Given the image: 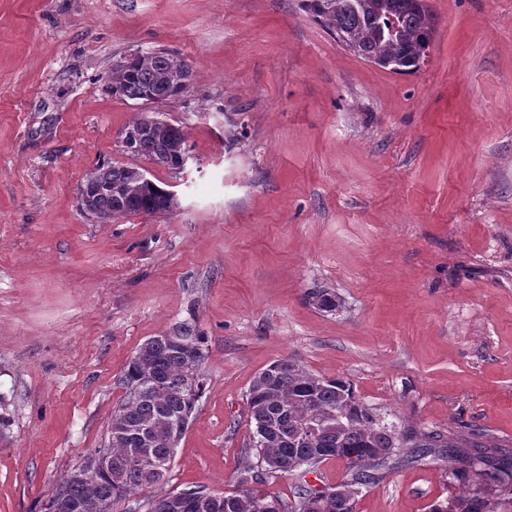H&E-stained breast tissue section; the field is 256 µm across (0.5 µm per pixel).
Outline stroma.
I'll return each mask as SVG.
<instances>
[{
    "mask_svg": "<svg viewBox=\"0 0 512 512\" xmlns=\"http://www.w3.org/2000/svg\"><path fill=\"white\" fill-rule=\"evenodd\" d=\"M428 4L427 61L395 74L299 0H0V512H41L103 443L137 349L186 321L205 393L164 483L114 512L236 490L257 463L248 390L284 356L381 423L512 448V0ZM138 50L182 57L187 93L112 97ZM145 116L182 126L183 169L125 149ZM112 162L178 208L87 219L78 188ZM451 492L428 457L355 512Z\"/></svg>",
    "mask_w": 512,
    "mask_h": 512,
    "instance_id": "stroma-1",
    "label": "stroma"
}]
</instances>
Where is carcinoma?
I'll return each instance as SVG.
<instances>
[{"instance_id":"cac0c4a2","label":"carcinoma","mask_w":512,"mask_h":512,"mask_svg":"<svg viewBox=\"0 0 512 512\" xmlns=\"http://www.w3.org/2000/svg\"><path fill=\"white\" fill-rule=\"evenodd\" d=\"M301 6L355 56L381 68L411 73L427 57L435 28L427 6L412 0H301ZM189 76L188 63L173 65L169 54L147 52L129 67H112L108 85L116 98L140 100L149 94L166 102L187 92ZM177 150H187L183 129L161 125L130 153L155 162ZM93 172L112 186V195L100 200L107 218L169 211L162 196L143 190L139 169L102 164ZM174 331L179 341L169 332L151 337L126 366V395L112 411L103 446L112 469L89 477L88 460H83L61 479L49 502L74 504L77 512H103L104 503L116 505L166 478L204 391V374L195 379L188 374L193 359L183 345L203 352L205 337L188 322ZM247 405L255 428L252 449L267 474L285 473L300 460L317 468L353 454L360 468L346 469L344 482L368 487L432 453L446 463L454 491L429 512H512L511 450L493 440L475 444L461 430L420 433L382 425L349 381L313 374L292 357L275 360L255 377ZM143 456L155 461L154 468L138 464ZM257 478L248 466L235 491L215 494L201 487L191 499L170 492L148 499V512H346L333 486L319 495L302 482L288 502L251 487Z\"/></svg>"}]
</instances>
